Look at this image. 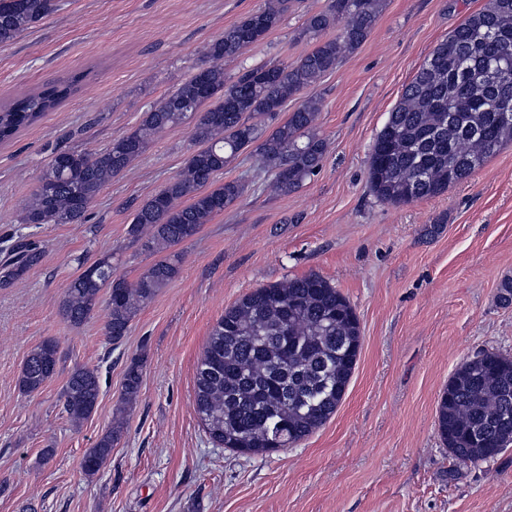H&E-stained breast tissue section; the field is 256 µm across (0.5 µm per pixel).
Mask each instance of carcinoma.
Returning <instances> with one entry per match:
<instances>
[{"label":"carcinoma","instance_id":"carcinoma-1","mask_svg":"<svg viewBox=\"0 0 512 512\" xmlns=\"http://www.w3.org/2000/svg\"><path fill=\"white\" fill-rule=\"evenodd\" d=\"M288 0H268L224 30L204 51L205 72L193 75L160 99L131 133L91 155L54 150L38 190L19 216L21 224L79 222L112 177L127 168L164 130L196 118L186 164L161 191L140 206L128 227L131 240L158 259L135 281L117 278L112 256L98 259L64 289L62 318L81 325L107 290L105 336L117 345L130 323L180 270L171 248L194 237L202 225L231 207L242 185L213 176L255 146L272 186L292 192L311 177L325 151L317 127L320 103L304 100L271 129L289 99L315 84L368 36L382 0H330L298 33L315 41L288 64L260 63L233 81L224 62L254 44L248 30L277 28ZM55 9V0H0V44L16 40ZM338 28L334 38L320 39ZM71 89L59 84L0 109V141L55 109ZM512 0H489L441 42L405 87L371 148L368 178L382 202L406 205L434 197L461 182L512 141ZM41 253L21 245L0 272V285L20 278ZM361 347L360 323L348 298L319 274L258 288L224 310L196 367L195 406L209 438L239 455L292 447L336 412L354 373ZM57 342L46 339L27 356L18 378L25 394L38 392L58 372ZM142 384V363L127 364L123 400ZM98 369L75 367L62 393L63 410L79 422L95 409ZM512 358L493 351L462 363L449 377L436 409L437 430L449 456L477 466L512 447ZM123 423L107 431L84 455L85 475H95L112 454Z\"/></svg>","mask_w":512,"mask_h":512}]
</instances>
